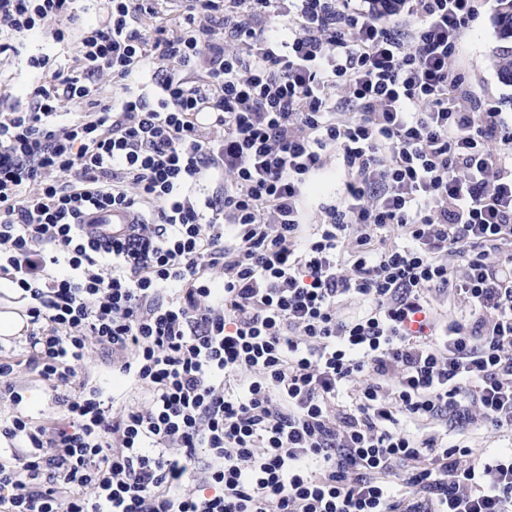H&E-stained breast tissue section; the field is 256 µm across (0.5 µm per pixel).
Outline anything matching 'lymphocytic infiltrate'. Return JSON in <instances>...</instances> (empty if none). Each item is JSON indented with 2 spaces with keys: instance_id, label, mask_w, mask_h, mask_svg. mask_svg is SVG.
<instances>
[{
  "instance_id": "obj_1",
  "label": "lymphocytic infiltrate",
  "mask_w": 512,
  "mask_h": 512,
  "mask_svg": "<svg viewBox=\"0 0 512 512\" xmlns=\"http://www.w3.org/2000/svg\"><path fill=\"white\" fill-rule=\"evenodd\" d=\"M104 2L0 0V57L80 34L0 113V272L62 408L0 423V512H512V445H472L512 442V114L454 66L486 0ZM91 342L144 404L75 385ZM339 172L336 168V160L333 158L328 161L327 165L313 179L310 189L307 207L312 211L316 209L317 204L327 197L333 195L336 191Z\"/></svg>"
}]
</instances>
